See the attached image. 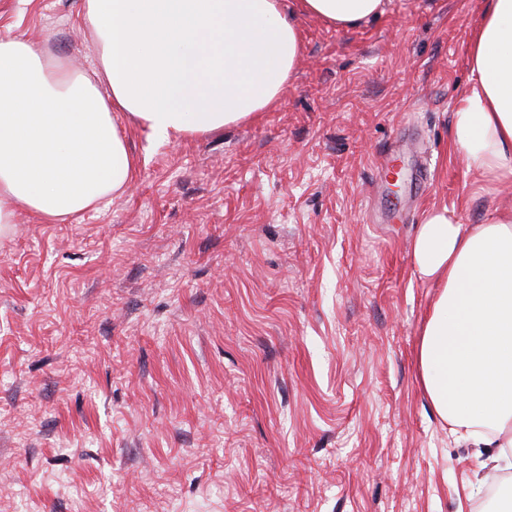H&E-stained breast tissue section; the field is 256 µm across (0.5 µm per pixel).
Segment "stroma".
Masks as SVG:
<instances>
[{"mask_svg": "<svg viewBox=\"0 0 512 512\" xmlns=\"http://www.w3.org/2000/svg\"><path fill=\"white\" fill-rule=\"evenodd\" d=\"M83 0H0L93 74ZM483 0H386L303 51L257 118L162 142L126 114L129 188L0 236V512H456L487 449L430 406L412 274L426 211L512 184L451 150ZM395 151L399 192L374 162Z\"/></svg>", "mask_w": 512, "mask_h": 512, "instance_id": "stroma-1", "label": "stroma"}]
</instances>
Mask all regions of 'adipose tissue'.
Listing matches in <instances>:
<instances>
[{
    "label": "adipose tissue",
    "mask_w": 512,
    "mask_h": 512,
    "mask_svg": "<svg viewBox=\"0 0 512 512\" xmlns=\"http://www.w3.org/2000/svg\"><path fill=\"white\" fill-rule=\"evenodd\" d=\"M339 27L376 19L385 0H293ZM109 86L22 38L0 39V233L19 212L81 214L131 184L124 112L164 141L264 111L302 51L283 0H83ZM470 86L451 146L481 177L512 179V0H487L473 33ZM413 272L436 293L420 331V380L454 438L512 468V209L464 224L426 212Z\"/></svg>",
    "instance_id": "ef3b65f1"
}]
</instances>
